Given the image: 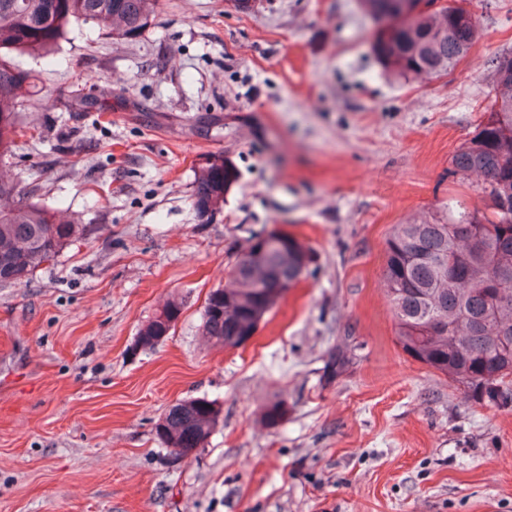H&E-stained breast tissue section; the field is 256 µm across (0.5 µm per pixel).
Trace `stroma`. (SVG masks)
Returning <instances> with one entry per match:
<instances>
[{
	"mask_svg": "<svg viewBox=\"0 0 512 512\" xmlns=\"http://www.w3.org/2000/svg\"><path fill=\"white\" fill-rule=\"evenodd\" d=\"M468 7L477 40L429 82L384 72L360 0H158L139 36L87 25L20 57L60 96L24 111L46 137L0 170L86 234L0 286V512H512V409L404 353L381 278L394 225L482 205L451 158L491 103L493 58L512 54V0ZM84 78L111 81L105 116L72 105ZM210 154L239 179L203 224ZM274 228L314 262L244 346L203 344L209 291ZM172 296L174 330L137 349ZM200 397L219 423L172 460L154 425ZM276 401L285 419L258 424Z\"/></svg>",
	"mask_w": 512,
	"mask_h": 512,
	"instance_id": "obj_1",
	"label": "stroma"
}]
</instances>
